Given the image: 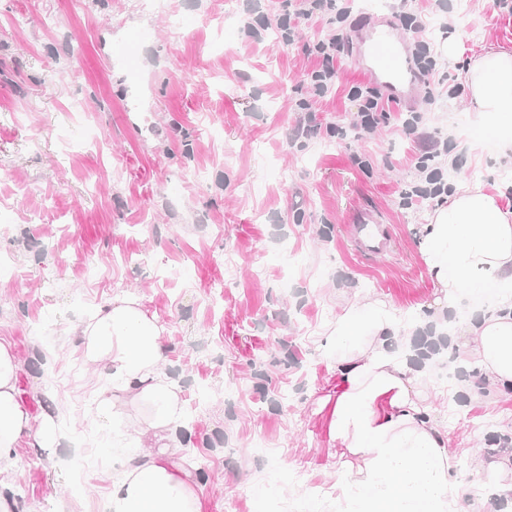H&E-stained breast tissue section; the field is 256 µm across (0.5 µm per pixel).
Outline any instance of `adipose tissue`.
Returning a JSON list of instances; mask_svg holds the SVG:
<instances>
[{"label":"adipose tissue","instance_id":"adipose-tissue-1","mask_svg":"<svg viewBox=\"0 0 512 512\" xmlns=\"http://www.w3.org/2000/svg\"><path fill=\"white\" fill-rule=\"evenodd\" d=\"M463 81L480 121L512 162V51L470 60ZM507 187L455 186L422 228L419 251L437 290L426 312L407 315L383 298L346 303L327 334L331 392L316 398L327 454L338 461L336 512H485L487 496L512 499V457L482 463L479 489L462 498L448 434L424 395L429 366H414L419 330L450 337L468 401L492 404L512 392V207ZM85 362L112 387L91 407L97 430L120 462L104 512H204L188 453L193 422L178 380L166 369L162 328L137 297L113 298L75 328ZM21 365L0 342V461L21 440L50 451L70 438L50 414L32 415L19 398ZM136 436H128L129 424Z\"/></svg>","mask_w":512,"mask_h":512}]
</instances>
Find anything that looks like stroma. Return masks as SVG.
I'll return each mask as SVG.
<instances>
[{
    "mask_svg": "<svg viewBox=\"0 0 512 512\" xmlns=\"http://www.w3.org/2000/svg\"><path fill=\"white\" fill-rule=\"evenodd\" d=\"M250 3L269 24L255 38L243 31ZM410 9L432 48L464 46L430 78L439 100L415 104L456 158L448 181L512 182L459 86L469 56L512 49V5L354 0L351 17ZM282 12V0H0V255L12 259L0 270V340L22 364L20 399L88 428L99 383L70 323L134 294L163 326L167 368L193 409L204 512H267L256 491L271 478L280 512L305 497L332 512L336 467L313 413L327 327L346 297L414 313L436 295L418 246L435 202L401 201L416 152L404 109L390 104L367 138H337L357 119L348 92L365 77L341 54L331 94L310 99L309 48L331 17L301 22L286 44L273 30ZM134 39L132 71L113 51ZM305 98L321 130L301 148L291 133ZM361 210L382 215L386 251L358 250L350 218ZM50 366L67 371L60 386H48ZM426 392L467 481L480 442L512 437V396L473 404L440 377ZM80 457L21 445L0 462V492L16 512H102L112 473L90 467L72 482Z\"/></svg>",
    "mask_w": 512,
    "mask_h": 512,
    "instance_id": "stroma-1",
    "label": "stroma"
}]
</instances>
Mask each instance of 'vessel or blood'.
Here are the masks:
<instances>
[{"label": "vessel or blood", "mask_w": 512, "mask_h": 512, "mask_svg": "<svg viewBox=\"0 0 512 512\" xmlns=\"http://www.w3.org/2000/svg\"><path fill=\"white\" fill-rule=\"evenodd\" d=\"M350 53L361 60V70L370 81L386 88L402 107L412 108L420 78L406 43L395 37L388 17L370 20L367 38L352 44Z\"/></svg>", "instance_id": "obj_1"}]
</instances>
